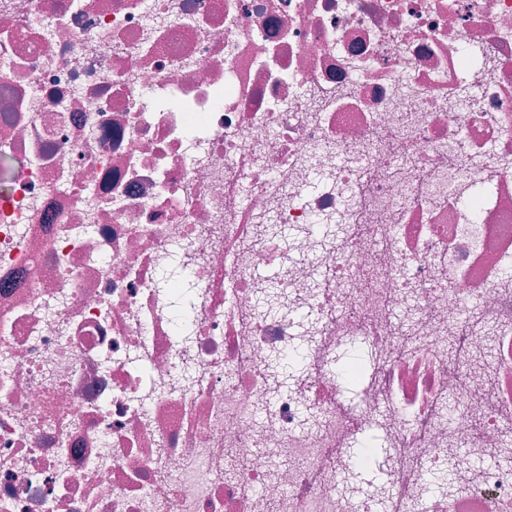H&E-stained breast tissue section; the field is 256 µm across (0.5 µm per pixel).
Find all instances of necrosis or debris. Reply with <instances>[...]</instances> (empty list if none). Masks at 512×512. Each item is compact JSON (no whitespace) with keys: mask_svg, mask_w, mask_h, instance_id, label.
<instances>
[{"mask_svg":"<svg viewBox=\"0 0 512 512\" xmlns=\"http://www.w3.org/2000/svg\"><path fill=\"white\" fill-rule=\"evenodd\" d=\"M511 264L512 0H0V512H512Z\"/></svg>","mask_w":512,"mask_h":512,"instance_id":"necrosis-or-debris-1","label":"necrosis or debris"}]
</instances>
